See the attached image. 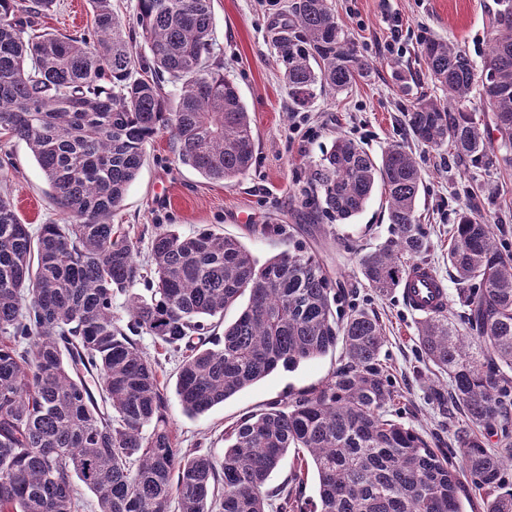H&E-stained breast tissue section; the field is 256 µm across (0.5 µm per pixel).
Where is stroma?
Returning a JSON list of instances; mask_svg holds the SVG:
<instances>
[{"label":"stroma","instance_id":"obj_1","mask_svg":"<svg viewBox=\"0 0 512 512\" xmlns=\"http://www.w3.org/2000/svg\"><path fill=\"white\" fill-rule=\"evenodd\" d=\"M348 38L368 60L371 74L349 93L318 95L314 104L295 112L283 81V70L271 43L275 11L269 0H212L215 53L224 72L237 85L254 131L250 170L232 182L204 179L174 160L168 133L146 148L144 163L128 186L114 223L129 230L138 245V261L146 263L151 237L161 225L173 224L189 234L205 227L237 238L258 261L288 247V230L311 246L344 288L342 312L363 309L385 331L380 360L398 398L387 413L452 452L454 431L463 418L456 406L442 408L432 398L431 381L448 388L447 375L426 366L418 348L420 313L409 309L400 290L381 296L360 279V252L383 243L389 221L381 194H374L362 213L349 223L311 221L303 202L311 186L308 176L336 137H347L373 155L398 142L416 156L423 171L417 214L428 238L424 258L443 281L449 300L459 284L448 270L449 230L467 203L472 184L486 185L478 212L494 229L498 248L512 253V169L472 167L447 151L418 141L408 112L420 95H436L417 52L423 35L434 34L462 46L475 63L487 52L488 20L497 0H329ZM400 19V39L392 37V21ZM88 0H55L40 28L56 34L79 35L91 29ZM13 166L0 170V192L12 199L31 227L61 223L49 199L50 188L33 155L22 142L7 146ZM343 357L334 351L296 368L278 369L208 412L184 413L175 394L177 356L162 359L160 380L169 396L167 420L180 448L202 444L222 451L227 426L269 403L317 388Z\"/></svg>","mask_w":512,"mask_h":512}]
</instances>
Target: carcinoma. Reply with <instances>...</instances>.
<instances>
[{
  "label": "carcinoma",
  "instance_id": "carcinoma-1",
  "mask_svg": "<svg viewBox=\"0 0 512 512\" xmlns=\"http://www.w3.org/2000/svg\"><path fill=\"white\" fill-rule=\"evenodd\" d=\"M54 2L0 0V136L27 145L52 204L68 216L34 234L0 194V475H8L0 512H79L81 487L97 512H269L274 498L277 512H465L471 488L486 496V512H512L504 481L512 466V254L474 216L477 191L448 250L463 285L459 321L447 308L418 326L424 362L448 374L450 398L465 414L451 457L388 417L396 394L380 363L382 326L366 310L338 313L341 283L293 234L288 249L261 264L208 228L158 230L146 277L137 243L112 223L161 132L175 161L209 180L231 181L252 166L251 120L214 57L211 0H137L129 23L112 0H90L91 33L35 32ZM497 5L480 67L453 42L422 37L427 78L442 96H419L408 114L419 141L477 167L512 166V0ZM272 43L296 110L369 74L328 0H291ZM475 86L490 126L469 106ZM310 183L312 219L336 222L360 214L381 188L390 237L360 255L358 267L380 294L403 285L428 248L415 215L423 184L416 158L394 143L376 159L339 137ZM245 295L216 336L210 320ZM119 296L124 327L113 312ZM142 333L178 355L176 395L191 416L339 344L344 359L320 387L233 423L222 452L183 450L168 425L160 363L137 342ZM497 431L502 447H487ZM291 449V477L267 490Z\"/></svg>",
  "mask_w": 512,
  "mask_h": 512
}]
</instances>
